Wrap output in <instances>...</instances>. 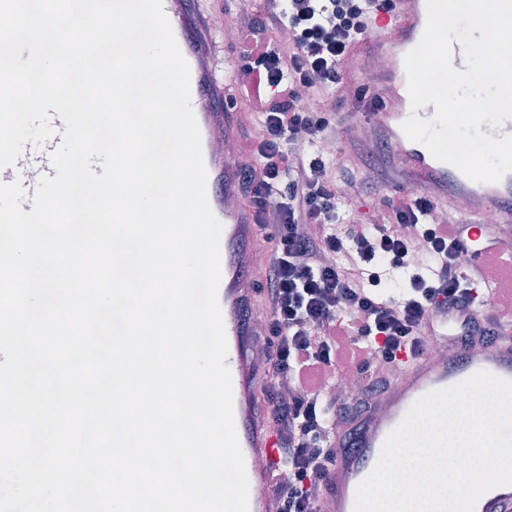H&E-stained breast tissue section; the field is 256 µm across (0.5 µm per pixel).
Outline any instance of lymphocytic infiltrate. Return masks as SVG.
Wrapping results in <instances>:
<instances>
[{
  "label": "lymphocytic infiltrate",
  "mask_w": 512,
  "mask_h": 512,
  "mask_svg": "<svg viewBox=\"0 0 512 512\" xmlns=\"http://www.w3.org/2000/svg\"><path fill=\"white\" fill-rule=\"evenodd\" d=\"M367 0H261L237 24L243 60L234 79L256 132L239 145L240 194L255 211L262 357L256 405L277 436L279 512H320L337 452L357 443L354 422L393 382L401 354L425 353L436 317H447L450 343L472 347L498 339L508 310L476 313L477 269L468 267L458 229L439 220L423 193L384 201L373 223L347 208L357 145L320 151L336 128L307 110L304 97L327 98L342 83L351 45L366 35ZM289 30L291 38L278 34ZM343 178H335V170ZM411 225L413 238L397 225ZM415 267L408 292L385 295L375 258ZM345 372L360 381L359 401L333 392ZM292 388V398L280 397ZM346 423L337 437V423Z\"/></svg>",
  "instance_id": "f902f5d3"
}]
</instances>
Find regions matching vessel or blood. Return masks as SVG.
Listing matches in <instances>:
<instances>
[{
  "instance_id": "b4317fda",
  "label": "vessel or blood",
  "mask_w": 512,
  "mask_h": 512,
  "mask_svg": "<svg viewBox=\"0 0 512 512\" xmlns=\"http://www.w3.org/2000/svg\"><path fill=\"white\" fill-rule=\"evenodd\" d=\"M391 12L379 14L366 40L369 47L384 52L389 65L380 72L371 96L380 111L357 114V121L378 127L385 138L397 146L394 162L413 172L416 188L426 190L442 203H454L461 194L470 195L476 207L465 223L471 230L463 255L471 266H484L483 278L476 282L479 301L493 304L512 302V172L495 183H480L467 178L454 166L436 160L428 149L411 141L402 129L411 113L431 118L434 105L413 109L408 92L404 59L420 41L427 23L426 0H391ZM186 0H162L178 47L190 69L191 106L200 130L203 161L207 171L206 192L209 206L222 223L220 239L221 281L218 302L223 316L227 356L226 365L233 387V415L238 443L248 479V512H277L275 487L276 442L266 423L256 416L254 396L261 387L251 360L252 331L244 312L256 298L255 277L250 257L256 225L250 208L237 194V157L216 150V139L236 142L235 117L215 111L216 100L229 97L237 87L231 79L217 78L210 58L211 21L190 13ZM52 136L43 144L25 143L15 164L0 167V183L20 181L25 198L23 211H31L32 198L42 177L56 176L51 157L62 142L65 124L59 116L50 119ZM499 206L497 221L490 235L481 234L485 222L482 209L487 201ZM487 371L512 380V335L487 345L482 354L456 349L452 359L438 362L432 356L405 357L399 378L382 396L393 414L391 420L368 419L356 450L337 454L328 483L330 494L322 501L320 512H353L358 485L375 467L386 437L401 423L411 406L426 393L454 386L473 374ZM482 512H512V486L479 500Z\"/></svg>"
}]
</instances>
